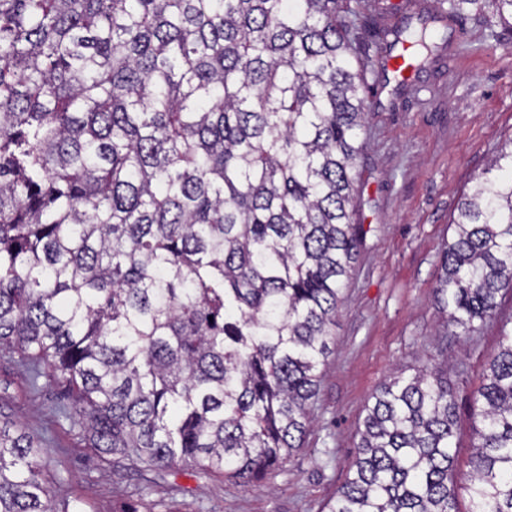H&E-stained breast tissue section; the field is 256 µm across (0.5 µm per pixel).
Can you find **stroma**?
<instances>
[{
    "instance_id": "obj_1",
    "label": "stroma",
    "mask_w": 512,
    "mask_h": 512,
    "mask_svg": "<svg viewBox=\"0 0 512 512\" xmlns=\"http://www.w3.org/2000/svg\"><path fill=\"white\" fill-rule=\"evenodd\" d=\"M393 2H360L357 35L371 60V110L361 134L365 234L302 448L254 486L196 466L157 473L109 463L61 413L62 384L44 377L29 390L22 368L0 357V420L20 422L41 439L58 505L70 512H328L347 479L370 397L392 373L412 375L426 361L445 366L457 406L456 469L467 475L476 441L471 399L489 355L512 329V292L499 297L480 334L462 341L443 327L435 288L461 194L512 136V28L486 14L449 16L440 0H408L406 13L428 17L440 49L401 88L384 69L386 45L406 14L393 11Z\"/></svg>"
}]
</instances>
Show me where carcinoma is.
<instances>
[{"mask_svg": "<svg viewBox=\"0 0 512 512\" xmlns=\"http://www.w3.org/2000/svg\"><path fill=\"white\" fill-rule=\"evenodd\" d=\"M512 0H448V13ZM351 0H0V352L87 446L258 483L303 446L363 239ZM463 194L436 295L468 340L512 291V138ZM383 383L328 512H512V334L471 403ZM0 421V512H68Z\"/></svg>", "mask_w": 512, "mask_h": 512, "instance_id": "1", "label": "carcinoma"}]
</instances>
